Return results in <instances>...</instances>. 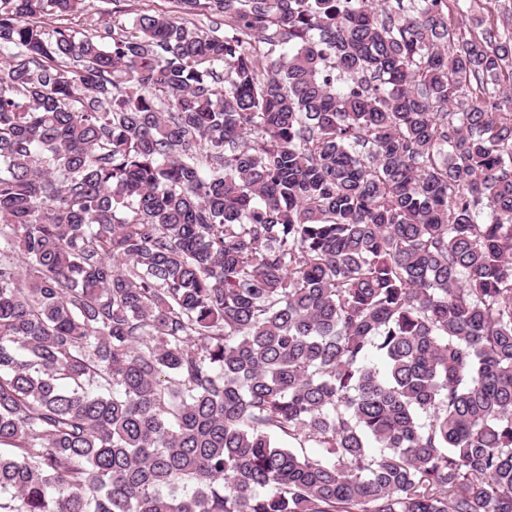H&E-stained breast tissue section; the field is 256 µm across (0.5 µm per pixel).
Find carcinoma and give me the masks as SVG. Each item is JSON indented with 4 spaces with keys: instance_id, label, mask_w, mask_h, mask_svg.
Wrapping results in <instances>:
<instances>
[{
    "instance_id": "cac0c4a2",
    "label": "carcinoma",
    "mask_w": 512,
    "mask_h": 512,
    "mask_svg": "<svg viewBox=\"0 0 512 512\" xmlns=\"http://www.w3.org/2000/svg\"><path fill=\"white\" fill-rule=\"evenodd\" d=\"M162 2L0 0V512H512V35Z\"/></svg>"
}]
</instances>
